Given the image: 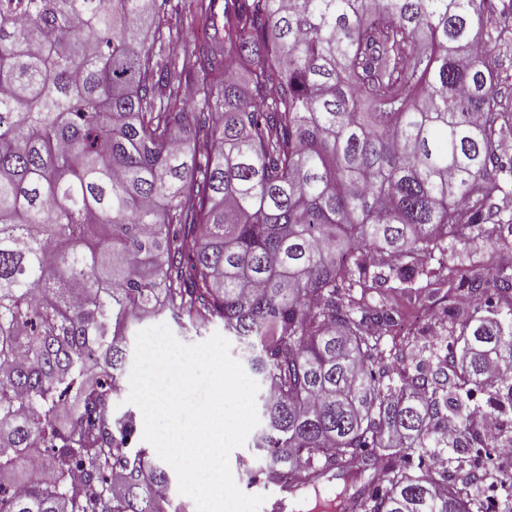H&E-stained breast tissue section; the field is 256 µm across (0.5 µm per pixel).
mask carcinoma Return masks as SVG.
<instances>
[{
    "mask_svg": "<svg viewBox=\"0 0 512 512\" xmlns=\"http://www.w3.org/2000/svg\"><path fill=\"white\" fill-rule=\"evenodd\" d=\"M189 0L196 79L159 0H0V512H177L112 417L132 321L220 322L261 385L268 484L348 476L334 512H483L435 467L453 388L512 370V274L458 268L463 366L391 379L356 288L490 229L499 177L490 0ZM497 356L502 374H488ZM79 389L81 403L64 408ZM372 471L362 482L366 471ZM123 477L112 491V472Z\"/></svg>",
    "mask_w": 512,
    "mask_h": 512,
    "instance_id": "obj_1",
    "label": "carcinoma"
}]
</instances>
